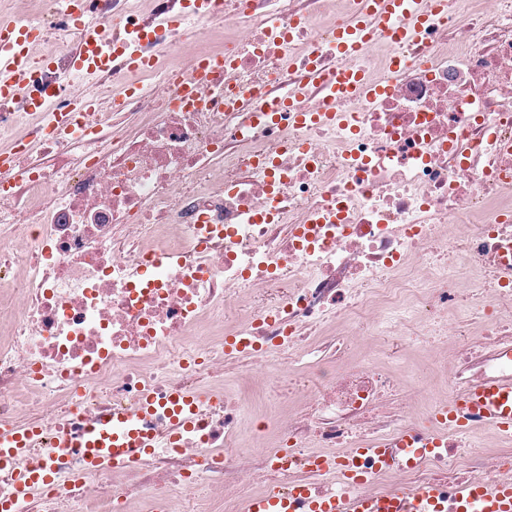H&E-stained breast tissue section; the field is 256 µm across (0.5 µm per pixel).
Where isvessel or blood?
<instances>
[{"instance_id": "obj_1", "label": "vessel or blood", "mask_w": 512, "mask_h": 512, "mask_svg": "<svg viewBox=\"0 0 512 512\" xmlns=\"http://www.w3.org/2000/svg\"><path fill=\"white\" fill-rule=\"evenodd\" d=\"M429 15L420 7L410 5L408 0H363L361 13L356 22L343 25L336 30V49L344 56L334 77L326 81V98L329 106L346 99H356L376 90L366 72L350 64V56L358 54L365 42L366 32L394 33L405 41H413L430 27ZM32 27L13 23H0V95L20 97L32 110L46 112L50 109L47 100L37 98L30 78L32 69L46 65V58H34L28 45L34 39ZM103 25L100 21L86 20L72 49V67L84 77H92L97 69L111 66V55L102 53L100 42ZM92 97L85 92L73 93L67 112L56 114L54 125L72 131L74 115L78 112L94 111ZM141 408L151 413L158 410L168 412L178 423H186L192 415V403L186 397L175 394L163 400L146 398ZM479 422L494 428L506 438L512 439V379H492L468 390L448 415L452 426L466 427ZM33 429L15 432L0 437V460L15 458L21 454ZM83 456L84 473H92L109 466L124 467L130 464L135 452H148L151 439L136 426L130 415L115 412L104 416L96 425L83 431L75 442ZM429 445L417 448L394 449L389 447L355 448L345 454L340 467L349 482L363 480L358 466L359 459L366 458L378 468H388L397 463L414 462L428 453ZM19 489L36 484H50L55 480V471L46 466H32L16 474ZM459 512H512V486L495 488L490 492H478L468 488L456 493ZM443 497L434 485L421 488L411 503H404L397 495L362 497L353 495L345 499L330 498L314 500L309 512H441ZM248 512H292L288 498L278 495L256 497L250 500Z\"/></svg>"}]
</instances>
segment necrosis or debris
<instances>
[{
    "label": "necrosis or debris",
    "instance_id": "necrosis-or-debris-1",
    "mask_svg": "<svg viewBox=\"0 0 512 512\" xmlns=\"http://www.w3.org/2000/svg\"><path fill=\"white\" fill-rule=\"evenodd\" d=\"M111 24L112 67L96 72L100 111L50 132L41 113L0 98V432L34 428L14 472L50 464L65 432L144 395L199 402L192 429L158 414L156 446L122 470L70 462L29 489L22 512H246L248 498L308 488L316 498L435 484L512 485V444L486 445L445 423L418 426L391 369L361 343L443 345L448 411L465 385L512 376V0H447L427 35L376 34L354 57L383 85L335 122L256 123L244 101L275 108L290 88L318 107L310 66L333 74L335 31L359 0H91ZM52 46L39 88L71 97L62 0H0ZM136 42L151 58L124 67ZM401 67H393L394 58ZM198 78L192 98L179 81ZM269 368L244 445L245 395L231 369ZM440 436L418 465L346 486L309 469L319 449ZM205 484L210 494L195 488Z\"/></svg>",
    "mask_w": 512,
    "mask_h": 512
}]
</instances>
